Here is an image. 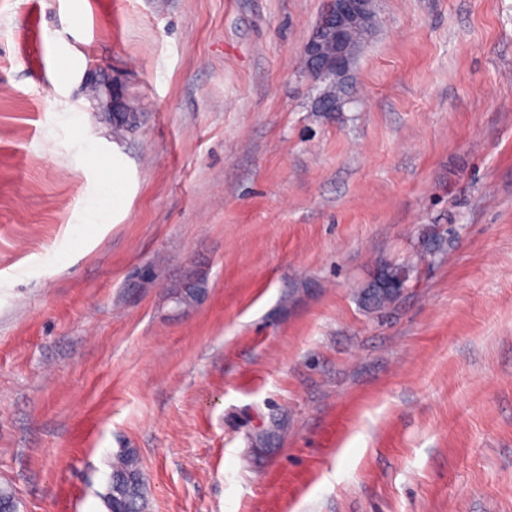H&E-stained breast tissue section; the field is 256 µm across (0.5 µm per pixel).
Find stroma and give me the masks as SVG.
<instances>
[{"label":"stroma","instance_id":"1","mask_svg":"<svg viewBox=\"0 0 512 512\" xmlns=\"http://www.w3.org/2000/svg\"><path fill=\"white\" fill-rule=\"evenodd\" d=\"M325 4L0 0L17 512H107L123 448L147 512H512V0H376L334 112L300 69ZM373 266H375L373 271L380 270L383 275V278L387 282H396V281H398L401 273L404 270L415 268L414 263L409 260H406V259H403L402 261L377 260ZM413 274H414V271L412 273L404 276V278L399 279L401 288H395V289H397V293H396L397 298L404 292V290L406 289L405 287L413 278Z\"/></svg>","mask_w":512,"mask_h":512}]
</instances>
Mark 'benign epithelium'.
<instances>
[{
    "instance_id": "7a95c632",
    "label": "benign epithelium",
    "mask_w": 512,
    "mask_h": 512,
    "mask_svg": "<svg viewBox=\"0 0 512 512\" xmlns=\"http://www.w3.org/2000/svg\"><path fill=\"white\" fill-rule=\"evenodd\" d=\"M375 25L373 0H331L307 43L303 57L320 81L342 80L355 58V39Z\"/></svg>"
}]
</instances>
